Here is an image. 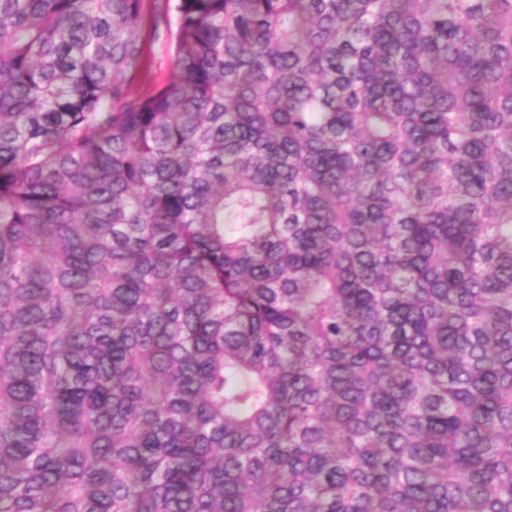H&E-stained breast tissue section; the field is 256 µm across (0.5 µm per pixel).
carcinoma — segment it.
Returning <instances> with one entry per match:
<instances>
[{"label": "carcinoma", "instance_id": "obj_1", "mask_svg": "<svg viewBox=\"0 0 512 512\" xmlns=\"http://www.w3.org/2000/svg\"><path fill=\"white\" fill-rule=\"evenodd\" d=\"M0 512H512V0H0Z\"/></svg>", "mask_w": 512, "mask_h": 512}]
</instances>
